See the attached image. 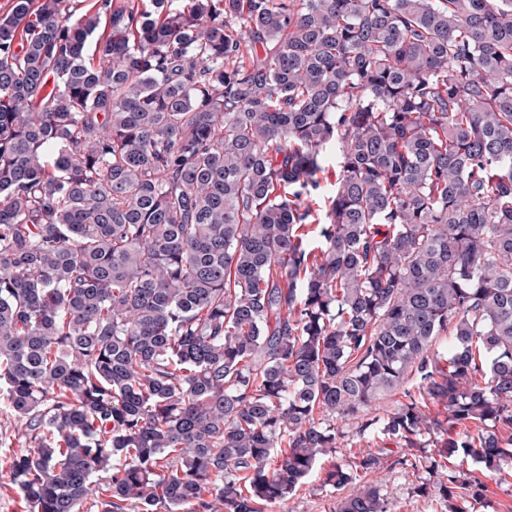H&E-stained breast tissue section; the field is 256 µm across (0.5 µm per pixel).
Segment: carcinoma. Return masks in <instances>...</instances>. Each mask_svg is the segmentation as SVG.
<instances>
[{"mask_svg":"<svg viewBox=\"0 0 512 512\" xmlns=\"http://www.w3.org/2000/svg\"><path fill=\"white\" fill-rule=\"evenodd\" d=\"M174 2L0 15L27 512H267L357 415L481 497L443 461L512 460V0ZM385 455L333 461L336 512H386Z\"/></svg>","mask_w":512,"mask_h":512,"instance_id":"carcinoma-1","label":"carcinoma"}]
</instances>
